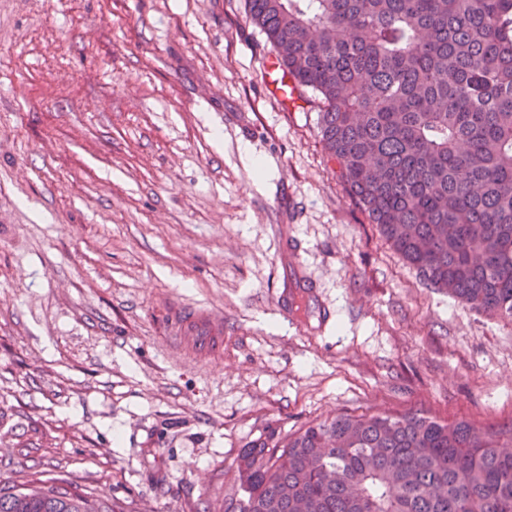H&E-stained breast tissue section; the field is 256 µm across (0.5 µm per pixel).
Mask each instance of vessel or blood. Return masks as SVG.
Returning <instances> with one entry per match:
<instances>
[{
  "label": "vessel or blood",
  "mask_w": 512,
  "mask_h": 512,
  "mask_svg": "<svg viewBox=\"0 0 512 512\" xmlns=\"http://www.w3.org/2000/svg\"><path fill=\"white\" fill-rule=\"evenodd\" d=\"M168 333L177 347L206 355L216 352L224 334V318L207 310L184 312L171 318Z\"/></svg>",
  "instance_id": "obj_1"
}]
</instances>
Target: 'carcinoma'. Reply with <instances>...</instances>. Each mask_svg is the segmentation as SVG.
<instances>
[{"label": "carcinoma", "instance_id": "cac0c4a2", "mask_svg": "<svg viewBox=\"0 0 512 512\" xmlns=\"http://www.w3.org/2000/svg\"><path fill=\"white\" fill-rule=\"evenodd\" d=\"M370 223L429 286L512 321V0H247ZM512 423L340 414L246 446L227 512H512ZM0 512H99L66 481Z\"/></svg>", "mask_w": 512, "mask_h": 512}]
</instances>
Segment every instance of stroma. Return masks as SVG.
<instances>
[{"label": "stroma", "mask_w": 512, "mask_h": 512, "mask_svg": "<svg viewBox=\"0 0 512 512\" xmlns=\"http://www.w3.org/2000/svg\"><path fill=\"white\" fill-rule=\"evenodd\" d=\"M275 55L246 0H0V487L226 512L272 430L512 420V322L390 247ZM200 308L212 355L167 335ZM168 333L177 347L193 354L215 353L222 342L224 317L207 310L180 312L170 319Z\"/></svg>", "instance_id": "1"}]
</instances>
